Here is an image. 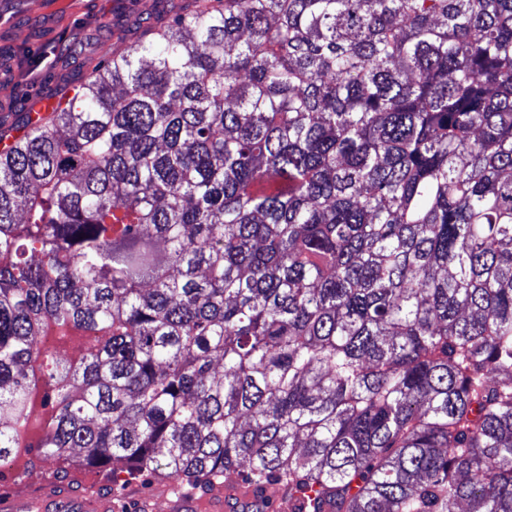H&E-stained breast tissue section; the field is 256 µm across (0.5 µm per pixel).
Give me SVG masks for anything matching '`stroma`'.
Here are the masks:
<instances>
[{"label":"stroma","instance_id":"obj_1","mask_svg":"<svg viewBox=\"0 0 512 512\" xmlns=\"http://www.w3.org/2000/svg\"><path fill=\"white\" fill-rule=\"evenodd\" d=\"M155 0H0V58L10 64L0 80L5 111H22L39 92L77 77L99 62L98 46L130 35L133 25L154 16ZM126 498L125 512H141L151 499L153 512H166L155 497L154 476L128 472L125 463L96 469L70 462L34 460L21 471L0 472V493L37 494L45 483Z\"/></svg>","mask_w":512,"mask_h":512}]
</instances>
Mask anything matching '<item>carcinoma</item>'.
Here are the masks:
<instances>
[{"label": "carcinoma", "instance_id": "obj_1", "mask_svg": "<svg viewBox=\"0 0 512 512\" xmlns=\"http://www.w3.org/2000/svg\"><path fill=\"white\" fill-rule=\"evenodd\" d=\"M11 136L0 463L512 512V0L170 2Z\"/></svg>", "mask_w": 512, "mask_h": 512}]
</instances>
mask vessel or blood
<instances>
[{
	"instance_id": "1",
	"label": "vessel or blood",
	"mask_w": 512,
	"mask_h": 512,
	"mask_svg": "<svg viewBox=\"0 0 512 512\" xmlns=\"http://www.w3.org/2000/svg\"><path fill=\"white\" fill-rule=\"evenodd\" d=\"M161 495L170 496L171 512H295L299 503L287 487L275 484L237 483L233 493H226L216 484L201 496L184 491L175 480L159 485ZM115 498L90 491H59L47 487L36 495L0 498V512H121Z\"/></svg>"
}]
</instances>
